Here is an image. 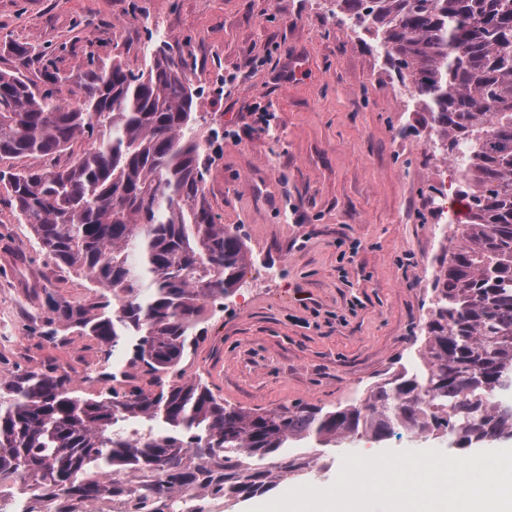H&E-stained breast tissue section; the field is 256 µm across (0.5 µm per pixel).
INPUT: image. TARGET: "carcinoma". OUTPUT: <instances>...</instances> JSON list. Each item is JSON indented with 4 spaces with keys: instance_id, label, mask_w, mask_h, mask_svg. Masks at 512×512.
Wrapping results in <instances>:
<instances>
[{
    "instance_id": "1",
    "label": "carcinoma",
    "mask_w": 512,
    "mask_h": 512,
    "mask_svg": "<svg viewBox=\"0 0 512 512\" xmlns=\"http://www.w3.org/2000/svg\"><path fill=\"white\" fill-rule=\"evenodd\" d=\"M379 40L412 78L434 144L453 163L467 220L444 249L419 361L332 409H244L200 380L158 390L72 387L55 366L0 379V497L37 488L73 512L109 497L125 512L156 502L184 512L183 491L230 500L296 481L300 443L329 446L405 430L471 448L512 437V0H332ZM0 71V157L90 147L64 166L0 169L20 221L55 262L100 289L72 305L48 292L43 336L79 330L115 364L176 371L202 339L206 304L240 288L249 255L205 197L195 116L199 92L163 47L139 73L116 59L72 76L43 65L41 90L21 68L34 49L13 45Z\"/></svg>"
}]
</instances>
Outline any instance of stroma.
Listing matches in <instances>:
<instances>
[{"label":"stroma","instance_id":"35a3bbf8","mask_svg":"<svg viewBox=\"0 0 512 512\" xmlns=\"http://www.w3.org/2000/svg\"><path fill=\"white\" fill-rule=\"evenodd\" d=\"M163 41L190 63L201 138L221 135L206 196L251 256L237 293L207 304L204 340L180 374L243 408L358 401L421 349L433 275L463 215L454 197L449 223L434 208L428 114L400 104L375 37L319 0H0L1 70L15 65L11 45L30 44L65 73L115 58L137 72ZM45 288L72 303L97 295L35 245L0 188V377L52 363L75 378V356L112 372L92 338L43 337ZM423 450L448 443L403 431L305 448V483L330 488L348 454ZM288 491L197 494L185 512H250Z\"/></svg>","mask_w":512,"mask_h":512}]
</instances>
